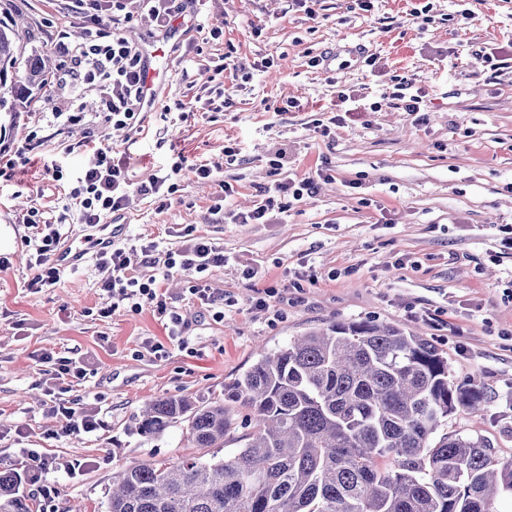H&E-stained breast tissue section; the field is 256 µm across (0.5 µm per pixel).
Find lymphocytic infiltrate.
I'll return each instance as SVG.
<instances>
[{"label":"lymphocytic infiltrate","instance_id":"lymphocytic-infiltrate-1","mask_svg":"<svg viewBox=\"0 0 512 512\" xmlns=\"http://www.w3.org/2000/svg\"><path fill=\"white\" fill-rule=\"evenodd\" d=\"M101 2L71 0V9L86 19L92 29L72 48L73 66L68 77L76 84L108 82L112 87V98L108 103L112 124L117 128H126L136 122L142 110L139 92L144 62L138 44L120 30L122 18L117 15L107 19L102 17ZM328 176L329 169L323 166L317 168L312 177L299 180L287 177L276 181L267 188L264 198L255 208L239 213L238 223H266L269 213L287 212L289 200L299 201L314 194L316 178L325 179ZM130 187V177L124 164L115 162L109 150H96L91 163L70 191L78 207L80 222L97 224L108 214L123 209ZM68 221L69 215L65 212L43 220L36 258L42 271L30 281L32 290L37 291L59 282L60 270L54 263L55 249L61 239L60 227ZM98 261L113 271L111 280L105 284L113 305H126L134 311L142 310L146 305L155 307L164 320L168 339L185 350L190 346L185 334V323L181 314L169 309L163 300L160 275L174 269L205 273L210 268L223 266L224 251L208 238L193 235L182 248L166 251L162 272L144 273L136 277L126 274L129 258L122 246H113L109 252L99 254Z\"/></svg>","mask_w":512,"mask_h":512}]
</instances>
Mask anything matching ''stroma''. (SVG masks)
I'll return each mask as SVG.
<instances>
[{
	"instance_id": "1",
	"label": "stroma",
	"mask_w": 512,
	"mask_h": 512,
	"mask_svg": "<svg viewBox=\"0 0 512 512\" xmlns=\"http://www.w3.org/2000/svg\"><path fill=\"white\" fill-rule=\"evenodd\" d=\"M205 30L166 41L155 21L134 16L136 38L158 50L169 70L161 103L183 102L184 118L145 112L133 127L113 128L104 104L111 88L72 86L59 47L83 29L65 0H0V21L18 20L27 51L48 54L52 83L16 114L0 115L8 155L31 147V160L0 178V468L22 477L31 512H106L115 473L188 453L184 425L156 438L135 422L148 400L202 403L224 392L261 350L334 321L369 320L426 337L448 360L454 383L487 391L478 416L455 414L449 430L492 441L512 460V0H197ZM489 55L492 66L478 64ZM319 66H311L312 57ZM223 60L215 71L214 60ZM421 92L419 112L405 111L398 84ZM367 109L346 114L338 93ZM236 150L224 154L225 147ZM114 149L134 183L177 157L208 164V179L183 172L174 193H131L106 221L123 225L129 274L142 272L141 244L160 251L185 243L184 229L223 247L225 263L205 282L235 299L217 322L188 292L194 275L173 273L164 299L186 324L193 347L169 343L146 306L112 302L111 270L88 261L31 293L39 273L36 230L22 221L71 205L69 192L95 148ZM286 153L284 174L301 179L328 165L333 178L265 224L233 214L260 202L275 181L269 165ZM56 164L62 180L47 176ZM234 194L225 197V184ZM255 268V280L244 278ZM275 291L255 304L260 288ZM163 344L164 355L152 353ZM80 359L81 382L56 387L43 354ZM100 422L64 435L52 399ZM57 458L38 495L24 451Z\"/></svg>"
}]
</instances>
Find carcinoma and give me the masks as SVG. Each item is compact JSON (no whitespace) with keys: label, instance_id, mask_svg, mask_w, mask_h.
<instances>
[{"label":"carcinoma","instance_id":"1","mask_svg":"<svg viewBox=\"0 0 512 512\" xmlns=\"http://www.w3.org/2000/svg\"><path fill=\"white\" fill-rule=\"evenodd\" d=\"M20 32L0 21V112L48 83ZM486 394L456 385L426 338L372 321L334 322L262 352L224 397L194 406L153 401L137 431L156 437L187 423L199 452L134 463L112 480L106 512H498L512 461L482 436L448 432V417L478 415ZM251 432L238 438L236 416ZM244 445L219 457L222 448ZM17 476L0 470V512H30Z\"/></svg>","mask_w":512,"mask_h":512}]
</instances>
